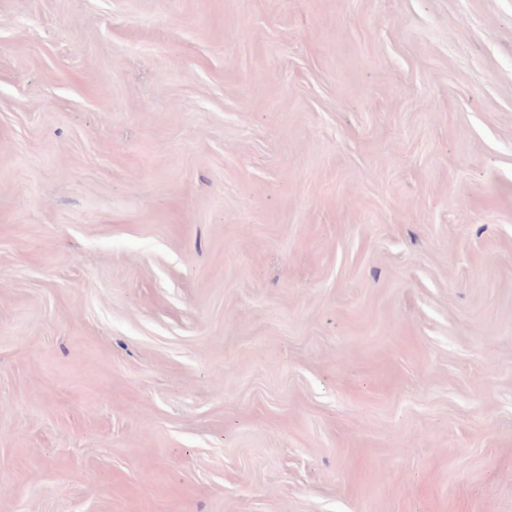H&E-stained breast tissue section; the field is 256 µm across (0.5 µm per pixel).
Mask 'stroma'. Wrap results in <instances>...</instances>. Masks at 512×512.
<instances>
[{
  "instance_id": "1",
  "label": "stroma",
  "mask_w": 512,
  "mask_h": 512,
  "mask_svg": "<svg viewBox=\"0 0 512 512\" xmlns=\"http://www.w3.org/2000/svg\"><path fill=\"white\" fill-rule=\"evenodd\" d=\"M0 512H512V0H0Z\"/></svg>"
}]
</instances>
